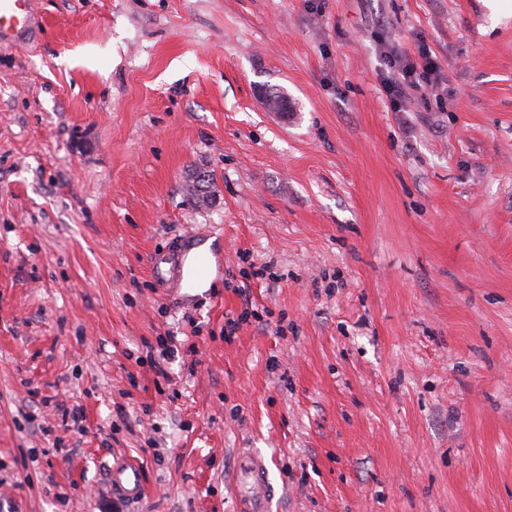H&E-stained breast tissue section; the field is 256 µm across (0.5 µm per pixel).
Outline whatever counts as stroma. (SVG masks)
Segmentation results:
<instances>
[{
  "instance_id": "35a3bbf8",
  "label": "stroma",
  "mask_w": 512,
  "mask_h": 512,
  "mask_svg": "<svg viewBox=\"0 0 512 512\" xmlns=\"http://www.w3.org/2000/svg\"><path fill=\"white\" fill-rule=\"evenodd\" d=\"M36 7L0 46V512H234L241 448L271 512H512V18ZM424 53L435 86L393 111L392 57ZM189 232L209 288H157L149 256ZM213 184L209 175L193 173L187 184V196L195 206H203L213 197ZM112 496L137 503L145 495L140 466L132 460L117 461L110 473Z\"/></svg>"
}]
</instances>
